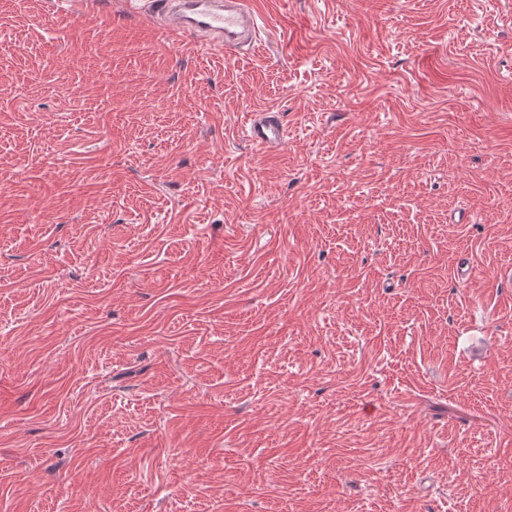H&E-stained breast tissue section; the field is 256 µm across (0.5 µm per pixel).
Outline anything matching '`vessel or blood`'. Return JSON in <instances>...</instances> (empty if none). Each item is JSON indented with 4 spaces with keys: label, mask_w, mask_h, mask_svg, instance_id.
<instances>
[{
    "label": "vessel or blood",
    "mask_w": 512,
    "mask_h": 512,
    "mask_svg": "<svg viewBox=\"0 0 512 512\" xmlns=\"http://www.w3.org/2000/svg\"><path fill=\"white\" fill-rule=\"evenodd\" d=\"M128 5L194 48L231 55L256 42L259 15L251 0H128ZM245 135L267 152L286 143L288 130L278 113L264 112L249 120Z\"/></svg>",
    "instance_id": "obj_1"
}]
</instances>
